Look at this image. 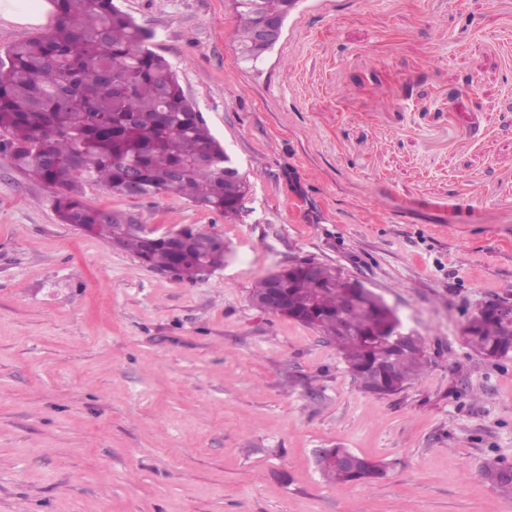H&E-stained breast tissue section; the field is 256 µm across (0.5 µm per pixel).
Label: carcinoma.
Wrapping results in <instances>:
<instances>
[{"label": "carcinoma", "instance_id": "carcinoma-1", "mask_svg": "<svg viewBox=\"0 0 512 512\" xmlns=\"http://www.w3.org/2000/svg\"><path fill=\"white\" fill-rule=\"evenodd\" d=\"M298 0H239L249 16L236 34L241 61L257 67L268 48L255 38L266 18L288 19ZM56 24L47 33L0 54V160L54 190L53 208L64 224L84 227L131 252L154 271L194 281L201 269L224 267V239L185 226L188 238L208 246L182 251L155 230L133 232L120 214L88 206L83 188L101 185L122 197L176 193L233 220L249 190L245 176L227 174L230 158L188 99L170 64L149 46L152 33L114 0H52ZM286 305L273 315L310 327L336 347L347 371L368 392L380 388V365H389L393 394L416 380L427 360L422 348L397 350L379 308L353 302L352 288L336 287V268L319 279L300 269L285 272ZM357 335L341 332L339 321ZM467 343L490 360L512 358V331L488 308L464 328ZM341 483L372 484L385 466L361 459L354 469L318 464ZM485 478L512 497V475L494 465Z\"/></svg>", "mask_w": 512, "mask_h": 512}]
</instances>
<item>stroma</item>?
<instances>
[{
	"instance_id": "stroma-1",
	"label": "stroma",
	"mask_w": 512,
	"mask_h": 512,
	"mask_svg": "<svg viewBox=\"0 0 512 512\" xmlns=\"http://www.w3.org/2000/svg\"><path fill=\"white\" fill-rule=\"evenodd\" d=\"M153 34L251 193L237 220L186 198L94 208L221 235L188 282L60 223L0 162V512H512V359L466 343L512 292V0H298L252 68L229 0H115ZM477 99H449L465 81ZM311 259L421 336L424 374L364 392L316 331L253 307ZM336 445L373 485L316 465ZM331 450L332 453H336V455H332L330 449L328 448L321 449L318 453L319 460L321 462L330 460L333 463H336L337 461L341 465L348 468L355 467L357 465L358 466L354 469H347L338 464L335 466L332 463H320L317 461L320 472L327 480L341 483L352 482L359 484H373L374 482L384 478L386 475L385 466L373 463L354 453L360 458L361 461L359 463L353 452L350 453L351 451H349L347 448H339L336 446V448H331Z\"/></svg>"
}]
</instances>
